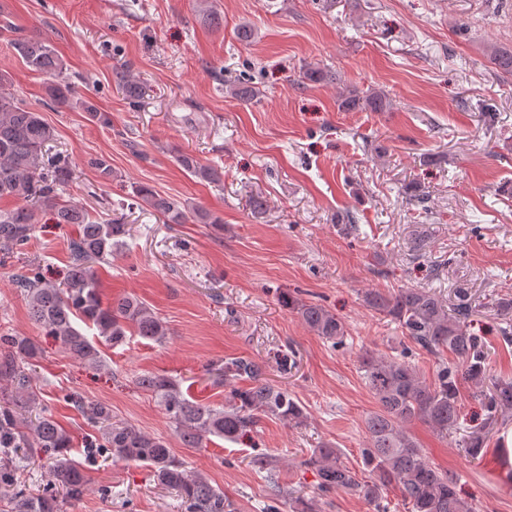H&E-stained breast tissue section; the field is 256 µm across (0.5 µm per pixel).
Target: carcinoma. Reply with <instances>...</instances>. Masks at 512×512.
<instances>
[{"label":"carcinoma","mask_w":512,"mask_h":512,"mask_svg":"<svg viewBox=\"0 0 512 512\" xmlns=\"http://www.w3.org/2000/svg\"><path fill=\"white\" fill-rule=\"evenodd\" d=\"M11 45L32 71L49 74L56 81L47 87L50 104L66 106L73 87L64 77L66 66L46 39L21 35ZM491 62L499 72L512 76V47L497 48ZM114 82L128 103L137 106L143 87L126 68L112 70ZM9 78L0 74V199L11 198L18 206L0 210V252L8 254L26 244L35 233L37 210H44L55 224H78L80 231L70 241L67 278L56 285L35 275H21L14 285L24 292L31 318L46 334L58 338L75 360L103 365L99 343L118 346L128 335L161 343L169 335L165 322L144 303L131 296L105 303L93 264L112 254V247L126 235V224L118 217L93 219L79 205L61 199L59 188L73 175L72 156L50 153L56 130L42 115L7 91ZM387 97L372 92L360 95L350 90L340 107L348 112L386 109ZM180 167L194 178L221 181L222 173L201 165L190 153L176 158ZM136 204L146 206L169 224H220L215 214L189 203H181L148 186L133 191ZM367 305L397 322L403 333L422 350H448L454 363L442 366L433 382L418 374L405 360L367 353L361 369L365 386L378 409L365 419L367 444L362 449L364 463L376 479L362 482L342 460L335 448H315L305 463L318 474V495L351 492L362 497L373 512H387L384 492L397 489L411 512H475L457 490L454 474L427 460L423 449L407 431L406 424L420 420L446 437L460 429L459 384L470 382L476 397L485 406L482 427L469 432L460 447L474 457L484 447L489 430L512 413V378H497L488 370L489 351L484 338L471 331L472 295L467 288L454 292L452 304L423 288H399L393 292L374 290L366 295ZM288 308L323 339L340 344L345 337L341 317L324 306L288 298ZM491 308L502 320L500 335L512 342V298L499 297ZM98 331V341L90 340L78 324ZM5 345L0 355V380L9 391L0 396V488L12 492L13 512H63L64 502L78 499L87 489L82 463L71 458L73 440L40 405L33 390L30 360L38 355L35 343L25 336H0ZM206 372L218 383L245 379L250 386L231 391L229 404L217 407L188 398L170 376L148 372L138 384L152 393L174 424L183 444L198 448L211 436L239 441L250 436L262 416L301 425L305 413L287 390L269 383L265 366L250 358L236 357ZM73 401L89 420L99 426L104 446L87 449L92 456L149 465L157 485L180 497L185 512H239L236 502L213 487L201 473L186 469L163 438L145 433L112 418V411L99 403L73 395ZM36 449L46 456L42 490L30 493L17 479L18 451Z\"/></svg>","instance_id":"cac0c4a2"}]
</instances>
